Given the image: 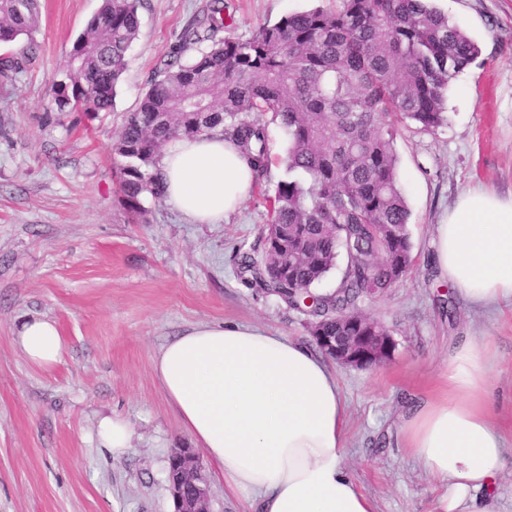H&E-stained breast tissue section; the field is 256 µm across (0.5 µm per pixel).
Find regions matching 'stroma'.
I'll list each match as a JSON object with an SVG mask.
<instances>
[{
	"label": "stroma",
	"instance_id": "stroma-1",
	"mask_svg": "<svg viewBox=\"0 0 512 512\" xmlns=\"http://www.w3.org/2000/svg\"><path fill=\"white\" fill-rule=\"evenodd\" d=\"M330 0H224L225 36L246 39L266 22ZM210 0H143L139 37L111 112L91 119L51 108L52 83L101 0H40L34 37L0 45L23 69L0 77V512H174L171 450L192 447L167 403L153 359L198 323L259 325L312 344L308 318L247 287L242 254L261 259L270 197L286 145L259 186L219 224H192L166 200L143 214L122 203L112 144L125 117L193 17ZM480 47L448 89V124L433 133L397 127L399 181L411 212L409 277L367 299L365 313L396 342L375 369L336 367L348 409L346 464L378 512H434L440 493L403 441L410 405L432 395L463 340L492 350L488 396L512 441V302L493 309L451 293L432 259L434 224L471 189L512 196V0H436ZM54 320L60 362L28 364L14 342L27 319ZM124 418L130 448L118 458L96 440L98 420ZM202 474L213 512H256L210 461Z\"/></svg>",
	"mask_w": 512,
	"mask_h": 512
}]
</instances>
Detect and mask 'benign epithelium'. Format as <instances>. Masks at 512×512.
<instances>
[{
	"label": "benign epithelium",
	"mask_w": 512,
	"mask_h": 512,
	"mask_svg": "<svg viewBox=\"0 0 512 512\" xmlns=\"http://www.w3.org/2000/svg\"><path fill=\"white\" fill-rule=\"evenodd\" d=\"M352 336H316L315 343L343 366L379 367L393 358L396 343L389 333L378 335L377 322L369 315L350 321ZM168 489L174 512H211L210 494L201 474L199 455L191 448H177L168 457Z\"/></svg>",
	"instance_id": "obj_1"
}]
</instances>
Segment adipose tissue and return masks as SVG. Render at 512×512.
Listing matches in <instances>:
<instances>
[{
  "instance_id": "1",
  "label": "adipose tissue",
  "mask_w": 512,
  "mask_h": 512,
  "mask_svg": "<svg viewBox=\"0 0 512 512\" xmlns=\"http://www.w3.org/2000/svg\"><path fill=\"white\" fill-rule=\"evenodd\" d=\"M166 201L193 224H217L248 194L253 172L222 136L169 143L159 162ZM434 260L457 296L492 307L512 299V198L462 193L435 225ZM17 343L50 369L65 350L55 321L22 324ZM488 343L457 347L429 399L405 422L407 448L443 489L436 512H491L512 445L492 418ZM154 373L183 429L232 489L260 512H377L344 460L347 412L334 374L306 345L257 325L199 324L167 342Z\"/></svg>"
}]
</instances>
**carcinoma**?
Returning <instances> with one entry per match:
<instances>
[{
    "mask_svg": "<svg viewBox=\"0 0 512 512\" xmlns=\"http://www.w3.org/2000/svg\"><path fill=\"white\" fill-rule=\"evenodd\" d=\"M204 23L187 24L113 144L123 204L163 189L164 147L219 134L262 178L271 165L269 125L287 139L284 176L270 200L261 261L241 256L244 282L309 317L324 336H346L360 302L400 283L411 264L409 210L399 183L392 118L430 133L448 122L450 81L479 44L428 0H336L260 26L245 40L212 42L220 0ZM140 0H103L73 44L51 106L96 117L112 109L141 25ZM39 28L38 0H0V44ZM344 261L336 289L316 285Z\"/></svg>",
    "mask_w": 512,
    "mask_h": 512,
    "instance_id": "cac0c4a2",
    "label": "carcinoma"
}]
</instances>
